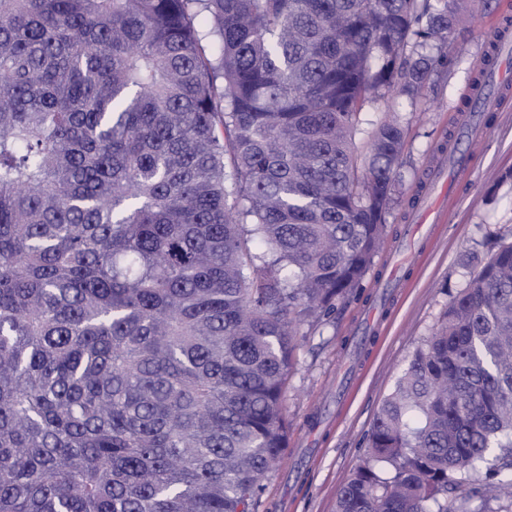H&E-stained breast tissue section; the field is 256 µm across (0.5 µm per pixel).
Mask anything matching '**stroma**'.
Returning <instances> with one entry per match:
<instances>
[{
	"instance_id": "stroma-1",
	"label": "stroma",
	"mask_w": 512,
	"mask_h": 512,
	"mask_svg": "<svg viewBox=\"0 0 512 512\" xmlns=\"http://www.w3.org/2000/svg\"><path fill=\"white\" fill-rule=\"evenodd\" d=\"M512 0L473 10L456 32L457 61L440 68L414 112L388 94L366 105L369 119L399 115L407 130L398 171L400 201L388 235L367 273L369 301L342 304L321 325L299 328L283 413L288 446L269 473L257 512H335L341 486L366 458V437L410 354L437 327L452 294L476 274L490 250L484 235L512 242V97L488 115L468 177L457 186L446 223L411 234L413 209L433 166L447 162L470 111L464 101L480 73L501 15Z\"/></svg>"
}]
</instances>
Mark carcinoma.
I'll list each match as a JSON object with an SVG mask.
<instances>
[{
  "mask_svg": "<svg viewBox=\"0 0 512 512\" xmlns=\"http://www.w3.org/2000/svg\"><path fill=\"white\" fill-rule=\"evenodd\" d=\"M488 2L0 0V512H255L296 327L394 203L403 125L360 166L363 109ZM366 448L336 512H512V244Z\"/></svg>",
  "mask_w": 512,
  "mask_h": 512,
  "instance_id": "carcinoma-1",
  "label": "carcinoma"
}]
</instances>
